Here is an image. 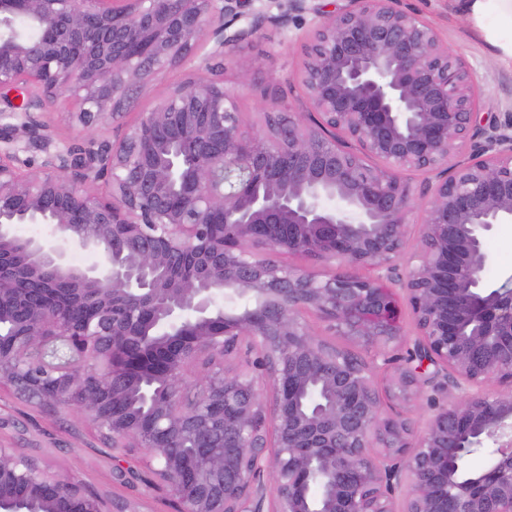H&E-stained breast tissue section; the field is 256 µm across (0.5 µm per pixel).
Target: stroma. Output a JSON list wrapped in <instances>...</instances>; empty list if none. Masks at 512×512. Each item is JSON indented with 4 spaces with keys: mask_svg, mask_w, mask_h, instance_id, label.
<instances>
[{
    "mask_svg": "<svg viewBox=\"0 0 512 512\" xmlns=\"http://www.w3.org/2000/svg\"><path fill=\"white\" fill-rule=\"evenodd\" d=\"M409 6L437 30L449 51L460 57L477 78L484 93V111L512 112V64L493 61L491 49L479 40L459 16L455 0H408ZM313 30L311 20L281 29L266 27L261 37L241 44L231 62L196 61L194 67L177 66L156 75L134 91L122 113L108 116L97 135L114 139L133 125L142 113L159 105L179 83L209 76L223 68L224 85L237 101L240 118L246 128L260 124L263 104L282 100L299 117L308 113L306 98L298 80L305 56L302 46ZM73 99L59 96L47 106L46 120L58 141L81 142L85 133L73 119ZM489 256L486 277L500 284L512 278V223L498 225L485 242ZM0 403L12 412L8 425L0 426V444L42 458L64 475L80 480L92 492L109 499L128 500L142 495L146 512H175L173 499L165 491L145 484L129 488L112 475V463L105 447L85 413L73 410L57 415L36 410L21 398L0 391Z\"/></svg>",
    "mask_w": 512,
    "mask_h": 512,
    "instance_id": "stroma-1",
    "label": "stroma"
}]
</instances>
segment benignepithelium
Returning a JSON list of instances; mask_svg holds the SVG:
<instances>
[{
  "label": "benign epithelium",
  "mask_w": 512,
  "mask_h": 512,
  "mask_svg": "<svg viewBox=\"0 0 512 512\" xmlns=\"http://www.w3.org/2000/svg\"><path fill=\"white\" fill-rule=\"evenodd\" d=\"M0 0V333L15 337L13 368L58 374L47 402L120 367L154 375L125 340L142 328L189 336L184 362L165 374L179 399L160 420L192 422L180 398L224 401V451L177 512H512V279H485L484 242L512 222V113L480 117L470 69L403 0ZM315 26L299 80L314 124L288 117L244 129L224 73L176 86L115 141L94 130L128 94L176 65L234 58L268 24L304 15ZM70 94L87 135L57 141L42 119ZM356 142L357 149L344 145ZM43 155L32 171L20 153ZM426 175L415 191L403 171ZM423 212L405 267L410 215ZM54 224L97 254L65 252L13 233ZM262 247L304 266H268ZM197 277H183L186 268ZM250 305L215 322L218 296ZM412 314L407 328L403 307ZM90 309L78 331L61 314ZM314 310L336 332L375 350L356 364L302 321ZM406 348L407 357L392 354ZM254 351L253 369L211 390L207 350L225 362ZM391 386L384 412L374 376ZM327 403L307 409L311 381ZM494 380L499 389L483 386ZM434 414L418 432L401 410L423 393ZM453 397H448V393ZM491 444L493 467L458 478ZM0 448V508L16 489L42 512H129L66 477L36 476ZM326 486L309 501L311 484ZM402 508L396 509V501Z\"/></svg>",
  "instance_id": "benign-epithelium-1"
}]
</instances>
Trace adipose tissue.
Masks as SVG:
<instances>
[{"instance_id":"adipose-tissue-1","label":"adipose tissue","mask_w":512,"mask_h":512,"mask_svg":"<svg viewBox=\"0 0 512 512\" xmlns=\"http://www.w3.org/2000/svg\"><path fill=\"white\" fill-rule=\"evenodd\" d=\"M465 20L495 49L499 60L512 62V0H459Z\"/></svg>"}]
</instances>
